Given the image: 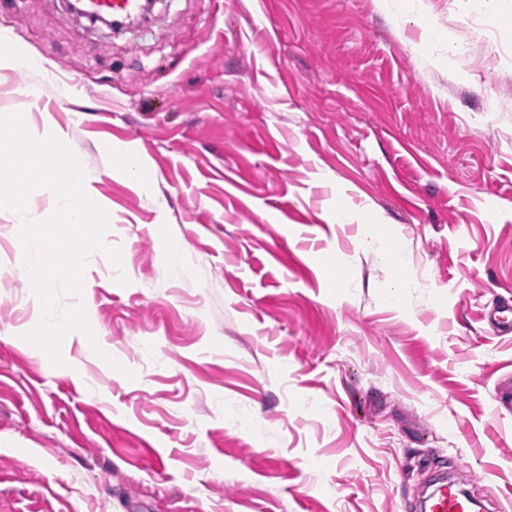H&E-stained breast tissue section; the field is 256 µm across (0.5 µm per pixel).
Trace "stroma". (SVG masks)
I'll return each mask as SVG.
<instances>
[{"instance_id":"1","label":"stroma","mask_w":512,"mask_h":512,"mask_svg":"<svg viewBox=\"0 0 512 512\" xmlns=\"http://www.w3.org/2000/svg\"><path fill=\"white\" fill-rule=\"evenodd\" d=\"M497 7L157 0L114 34L64 0H0V40L45 64L0 54V115L65 138L122 251L61 294L95 338L52 365L0 209V512H415L459 474L481 512H512V410L493 406L512 335L482 320L512 291Z\"/></svg>"}]
</instances>
